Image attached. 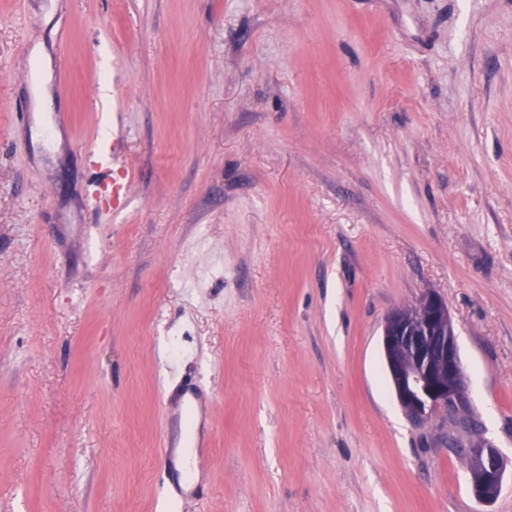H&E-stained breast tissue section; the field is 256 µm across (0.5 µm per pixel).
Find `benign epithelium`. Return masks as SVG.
Here are the masks:
<instances>
[{"mask_svg":"<svg viewBox=\"0 0 512 512\" xmlns=\"http://www.w3.org/2000/svg\"><path fill=\"white\" fill-rule=\"evenodd\" d=\"M383 349L396 399L414 423L441 413H470L466 372L446 302L435 293L415 305L392 311L385 319ZM470 489L476 500L493 501L500 493L504 462L482 443L466 449Z\"/></svg>","mask_w":512,"mask_h":512,"instance_id":"obj_1","label":"benign epithelium"}]
</instances>
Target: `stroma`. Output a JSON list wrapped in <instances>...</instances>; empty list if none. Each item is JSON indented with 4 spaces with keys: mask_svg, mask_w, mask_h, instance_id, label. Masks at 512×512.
Returning a JSON list of instances; mask_svg holds the SVG:
<instances>
[{
    "mask_svg": "<svg viewBox=\"0 0 512 512\" xmlns=\"http://www.w3.org/2000/svg\"><path fill=\"white\" fill-rule=\"evenodd\" d=\"M430 292L473 432L385 370ZM0 512H512V0H0ZM466 454L473 496L482 503L493 501L502 487L503 459L495 448H489L482 443L466 448Z\"/></svg>",
    "mask_w": 512,
    "mask_h": 512,
    "instance_id": "stroma-1",
    "label": "stroma"
}]
</instances>
